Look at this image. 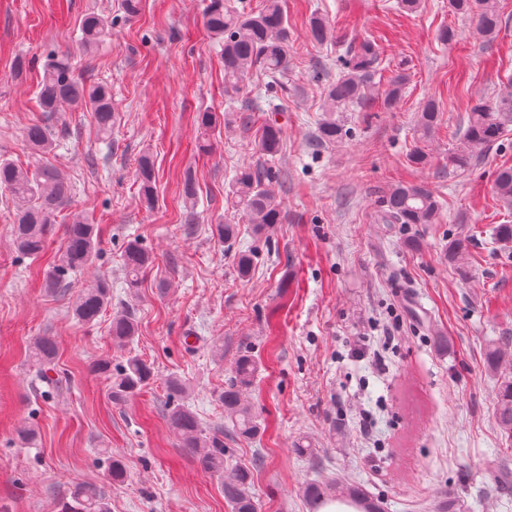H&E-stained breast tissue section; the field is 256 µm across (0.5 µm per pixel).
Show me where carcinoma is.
I'll return each instance as SVG.
<instances>
[{
    "instance_id": "cac0c4a2",
    "label": "carcinoma",
    "mask_w": 512,
    "mask_h": 512,
    "mask_svg": "<svg viewBox=\"0 0 512 512\" xmlns=\"http://www.w3.org/2000/svg\"><path fill=\"white\" fill-rule=\"evenodd\" d=\"M448 9L457 15L473 17L477 30L490 40L496 37L502 25L498 0H448ZM204 24L211 38L222 47L224 94L228 98L233 99L240 93L254 67H261L273 79L288 68L291 33L281 0H265L255 13L240 12L225 5L224 0H209ZM110 27L111 22L106 18L94 13L86 15L80 37L84 52L91 53L97 49ZM309 29L313 40L320 45L335 39L334 28L321 15L309 19ZM379 71L380 51L371 41L361 42L357 49L340 60L336 79L323 90L326 115L317 125L316 146L335 145L347 138L348 130L336 122V113L354 105L369 107L370 92L375 88ZM410 78L407 68L401 67L392 72L381 93L383 109L391 110L398 106ZM39 98L42 110L50 117L62 111L65 105L91 109L99 131L107 138L112 136L114 112L110 91L104 85L91 84L77 77L69 55L54 54L48 58ZM220 122L229 133L239 125L247 124L232 109L225 111L222 118L213 112L201 114L200 125L204 128ZM438 124L439 104L429 99L417 112V131L426 139ZM511 125L512 93L502 95L492 103H475L467 115L463 139L450 153L449 163L459 169L469 167L475 153L497 143ZM22 136L25 145L36 154L53 148L54 135L45 123L30 124ZM254 141L261 155L267 158L277 156L283 144L281 126L276 122L262 124L255 131ZM273 178L270 168L257 165L236 172L233 180L232 192L237 207L250 223L259 228L281 221L279 206L269 188ZM137 180L144 202L154 206L153 162L148 155L142 156L138 162ZM493 189L502 202L512 203V167H503L496 172ZM0 190L7 193L15 205L12 235L16 250L24 256H40L47 247L55 217L68 199V182L50 165L30 170L8 159H0ZM439 209V201L430 189L399 185L383 199L378 221L381 224H435ZM99 245L98 225L89 223L83 216H73L71 223L65 225L63 244L45 275V287L61 288L68 274L92 266L100 252ZM448 258L461 275H467L468 262L462 243L455 242L449 246ZM154 262L153 254L140 242L132 240L127 243L122 254V266L130 292L134 293L141 287ZM109 301L110 285L98 277L78 291L73 315L81 323L92 324L105 312ZM110 334L120 343L133 342L138 334L137 320L127 312L114 313ZM56 355V343L49 336L36 337L29 345V359L37 367V376L47 379V384L53 388L58 386L60 379L48 377L47 371L55 365ZM488 363L500 379L495 418L502 432L512 437V350L491 348ZM95 369L108 374V397L113 402H122L137 394L154 376L151 364L137 355L128 356L125 364L114 371L106 364H98ZM257 372L258 364L250 356H240L235 362L230 382L219 394L234 434L245 438L254 436L259 430L256 415L243 401L245 391ZM166 419L180 437L182 447L192 450L203 470L224 475V440L215 434L205 433L196 414L183 403L168 406ZM304 494L315 507L336 499L359 512H381L374 499L358 486L312 482L305 487ZM70 495L77 504V512H109L100 487L79 485ZM224 498L232 512H257L249 468L237 467L230 475H225Z\"/></svg>"
}]
</instances>
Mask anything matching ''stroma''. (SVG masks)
Instances as JSON below:
<instances>
[{
  "mask_svg": "<svg viewBox=\"0 0 512 512\" xmlns=\"http://www.w3.org/2000/svg\"><path fill=\"white\" fill-rule=\"evenodd\" d=\"M206 3L141 0L128 18L121 0H0V159L34 163L22 132L42 116L37 88L51 53L69 54L76 73L106 85L115 113L108 142L91 111L59 114L69 133L45 159L71 195L44 255L15 251V210L0 193V512H66L77 484L102 487L110 512H231L220 477L200 469L166 423L174 376L184 403L223 438L225 468L252 467L257 512H311L304 487L331 479L365 484L384 512H433L442 499L459 512H512V487L493 484L495 470L512 471V439L495 420L497 375L486 362L491 345L512 337V244L494 241L499 225L512 224V205L493 190L496 170L512 165V130L468 170L448 164L471 107L512 91V0H500L503 23L491 40L448 0H421L414 13L400 12L397 0H282L294 33L281 78L287 93L249 74L233 102L251 127L211 132L202 153L199 114L232 103L204 27ZM90 11L113 24L88 55L79 24ZM316 12L335 43L312 39ZM444 26L454 32L445 44ZM370 39L387 70L408 65L404 99L391 111L375 103L337 113L347 141L315 148L325 83ZM429 99L440 104V122L423 140L416 115ZM265 120L284 131L281 153L267 162L283 220L258 233L230 184L262 161L253 127ZM419 147L429 166L409 162ZM145 154L156 170L151 208L136 188ZM188 175L193 206L182 193ZM401 184L434 192L437 223H377L382 200ZM76 214L101 226L100 255L66 287L43 288ZM224 222L240 227L234 246L211 233ZM132 239L155 257L134 294L121 261ZM457 239L469 256L465 278L448 261ZM242 252L255 256L246 278L236 265ZM97 277L111 282L113 309L135 315L132 347L116 345L106 321L74 319L77 290ZM37 336L57 342L55 369L68 379L59 390L30 368L26 347ZM131 352L153 366L154 381L112 402L91 365L117 366ZM244 354L259 365L246 393L262 424L253 439L232 435L218 400ZM26 425L36 439L23 446L17 432ZM299 442L312 455L299 453ZM108 451L123 462L125 482H107Z\"/></svg>",
  "mask_w": 512,
  "mask_h": 512,
  "instance_id": "1",
  "label": "stroma"
}]
</instances>
